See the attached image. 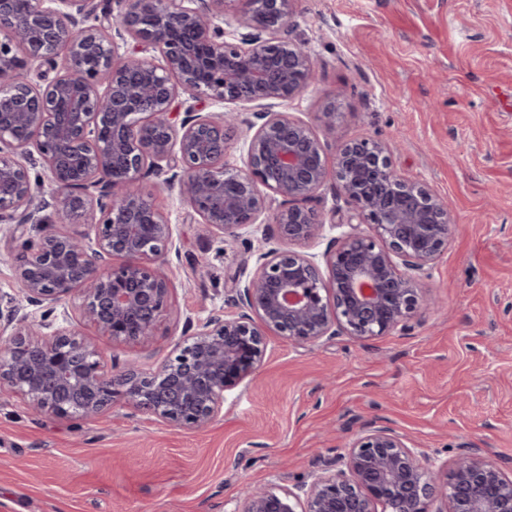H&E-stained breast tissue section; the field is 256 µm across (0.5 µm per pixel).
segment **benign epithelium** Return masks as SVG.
<instances>
[{
	"mask_svg": "<svg viewBox=\"0 0 512 512\" xmlns=\"http://www.w3.org/2000/svg\"><path fill=\"white\" fill-rule=\"evenodd\" d=\"M230 2L30 0L20 12L0 0V232L20 242L19 300L80 299L78 317L56 327L17 317L15 305L0 310V335H9L0 389L38 414L89 418L121 396L173 427L205 428L224 393L261 367L270 337L363 342L409 328L430 305L419 279L448 250L456 220L447 202L400 177L376 139L335 142L327 163L314 129L281 111L315 79L310 53L289 39L298 0H240L245 33L226 41ZM130 39L137 46L119 53ZM182 95L260 111L181 113ZM240 125L252 133L247 160L229 168V131ZM174 164L180 172L162 186L225 241L262 223L275 200L283 240L320 238L325 225L304 203L331 178L358 224L332 238L320 262L281 244L266 249L231 281L235 315L198 322L150 375L134 365L110 374L79 325L116 343L153 335L170 299L164 264L174 241L142 181ZM38 165L45 175L32 173ZM47 188L58 204L42 218L34 200ZM29 224L53 230L27 238ZM73 224L92 225L94 236ZM436 499L448 512H512V468L478 448L449 462L429 457L405 434L370 424L304 480L245 487L230 512H430Z\"/></svg>",
	"mask_w": 512,
	"mask_h": 512,
	"instance_id": "obj_1",
	"label": "benign epithelium"
}]
</instances>
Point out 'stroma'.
Returning a JSON list of instances; mask_svg holds the SVG:
<instances>
[{"label": "stroma", "mask_w": 512, "mask_h": 512, "mask_svg": "<svg viewBox=\"0 0 512 512\" xmlns=\"http://www.w3.org/2000/svg\"><path fill=\"white\" fill-rule=\"evenodd\" d=\"M290 37L318 79L289 113L325 147L389 142L398 173L454 211L448 250L421 282L436 306L365 342L270 337L262 367L201 430L120 398L93 419L35 416L2 389L0 512H224L242 485L291 486L369 423L443 459L478 448L512 463V0H299ZM144 187L174 230L171 304L139 343L80 332L105 366L148 374L188 322L236 313L230 282L266 245L264 226L226 242L159 178ZM307 206L326 229L300 250L319 256L350 213L334 180Z\"/></svg>", "instance_id": "obj_1"}]
</instances>
